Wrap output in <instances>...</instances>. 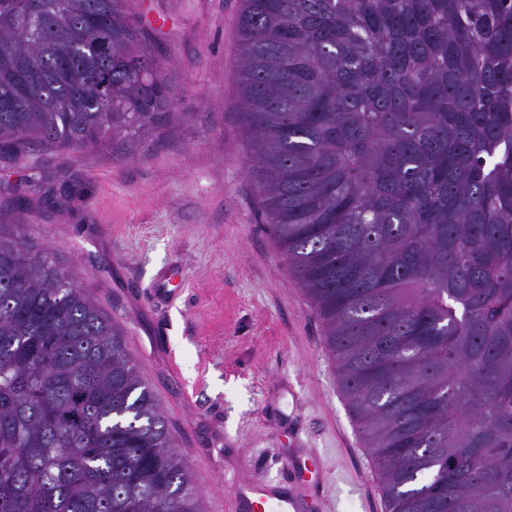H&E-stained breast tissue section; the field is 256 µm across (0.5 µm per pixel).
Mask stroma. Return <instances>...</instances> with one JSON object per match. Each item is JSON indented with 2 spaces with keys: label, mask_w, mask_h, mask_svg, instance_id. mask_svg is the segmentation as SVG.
Listing matches in <instances>:
<instances>
[{
  "label": "stroma",
  "mask_w": 512,
  "mask_h": 512,
  "mask_svg": "<svg viewBox=\"0 0 512 512\" xmlns=\"http://www.w3.org/2000/svg\"><path fill=\"white\" fill-rule=\"evenodd\" d=\"M175 119L82 149L0 158V206L44 241L123 334L193 473L204 512L235 484L284 491L282 463L317 455L308 512H386L371 450L338 384L323 327L266 229L245 164L236 92L240 0H147ZM64 194L61 207L42 198ZM174 268V301L154 291Z\"/></svg>",
  "instance_id": "1"
}]
</instances>
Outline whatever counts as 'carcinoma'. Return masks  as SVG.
<instances>
[{"mask_svg":"<svg viewBox=\"0 0 512 512\" xmlns=\"http://www.w3.org/2000/svg\"><path fill=\"white\" fill-rule=\"evenodd\" d=\"M266 224L386 512H512V0H241ZM137 0H0V158L170 123ZM0 214V512H203L119 329Z\"/></svg>","mask_w":512,"mask_h":512,"instance_id":"cac0c4a2","label":"carcinoma"}]
</instances>
